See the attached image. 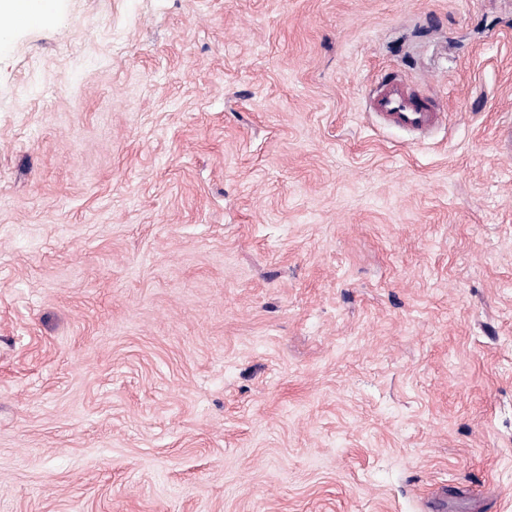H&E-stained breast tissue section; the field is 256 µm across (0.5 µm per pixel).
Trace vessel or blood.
<instances>
[{
  "label": "vessel or blood",
  "mask_w": 512,
  "mask_h": 512,
  "mask_svg": "<svg viewBox=\"0 0 512 512\" xmlns=\"http://www.w3.org/2000/svg\"><path fill=\"white\" fill-rule=\"evenodd\" d=\"M56 6L57 0H19L15 20L25 26H37L43 15ZM368 108L381 122L418 135L432 134L443 121L440 111L432 107L429 99L411 94L393 77L387 78L385 84L371 94Z\"/></svg>",
  "instance_id": "1"
}]
</instances>
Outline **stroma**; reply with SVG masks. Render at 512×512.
<instances>
[{
	"mask_svg": "<svg viewBox=\"0 0 512 512\" xmlns=\"http://www.w3.org/2000/svg\"><path fill=\"white\" fill-rule=\"evenodd\" d=\"M511 119L512 0L16 25L0 512H512ZM385 82L368 99L369 110L381 122L424 136L441 126V112L432 107L429 99L411 94L394 76Z\"/></svg>",
	"mask_w": 512,
	"mask_h": 512,
	"instance_id": "1",
	"label": "stroma"
}]
</instances>
